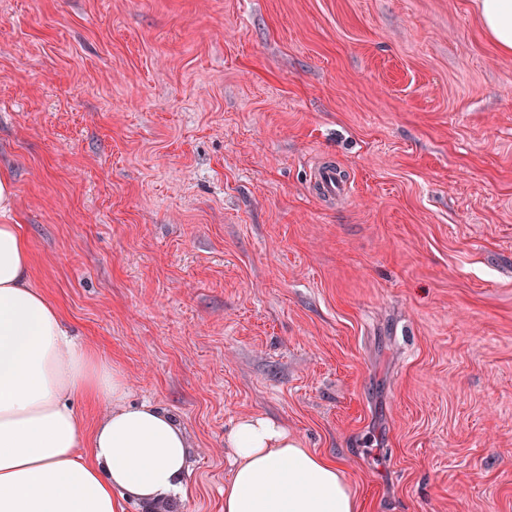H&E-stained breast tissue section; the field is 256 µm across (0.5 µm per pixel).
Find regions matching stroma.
Listing matches in <instances>:
<instances>
[{
  "label": "stroma",
  "instance_id": "stroma-1",
  "mask_svg": "<svg viewBox=\"0 0 512 512\" xmlns=\"http://www.w3.org/2000/svg\"><path fill=\"white\" fill-rule=\"evenodd\" d=\"M351 178L329 208L310 169ZM33 281L223 512L258 414L361 512H512V56L475 0H0Z\"/></svg>",
  "mask_w": 512,
  "mask_h": 512
}]
</instances>
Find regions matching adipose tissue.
<instances>
[{"label": "adipose tissue", "mask_w": 512, "mask_h": 512, "mask_svg": "<svg viewBox=\"0 0 512 512\" xmlns=\"http://www.w3.org/2000/svg\"><path fill=\"white\" fill-rule=\"evenodd\" d=\"M483 29L512 54V0H476ZM17 224H0V512H122V490L146 503L187 493V444L173 416L127 403L122 371L68 336L57 304L32 281ZM110 404L91 439L71 406ZM224 512H361L341 468L261 415L237 421Z\"/></svg>", "instance_id": "obj_1"}]
</instances>
